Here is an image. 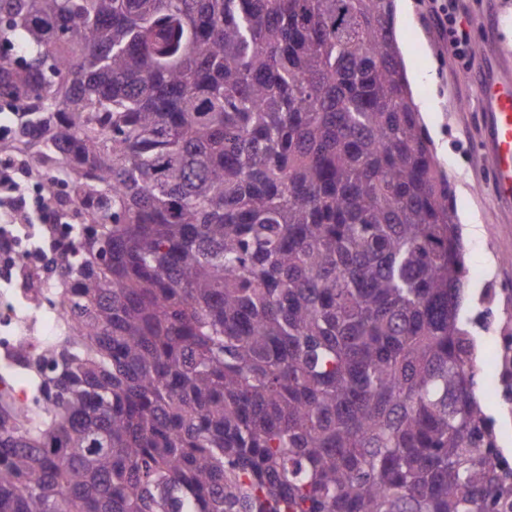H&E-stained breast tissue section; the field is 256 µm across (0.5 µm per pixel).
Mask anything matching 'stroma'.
<instances>
[{
	"label": "stroma",
	"instance_id": "obj_1",
	"mask_svg": "<svg viewBox=\"0 0 512 512\" xmlns=\"http://www.w3.org/2000/svg\"><path fill=\"white\" fill-rule=\"evenodd\" d=\"M424 0H409L402 41L419 78L412 90L434 153L455 191L457 214L480 233L463 240L466 281L463 315L476 342L479 374L500 358L498 336L512 329V200L493 187L487 120L480 102L482 82L512 68V0H464L478 52L462 68L425 17ZM476 396L495 426L497 442L512 456V393L496 397L485 386Z\"/></svg>",
	"mask_w": 512,
	"mask_h": 512
}]
</instances>
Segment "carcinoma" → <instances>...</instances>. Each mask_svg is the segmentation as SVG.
<instances>
[{
  "instance_id": "obj_1",
  "label": "carcinoma",
  "mask_w": 512,
  "mask_h": 512,
  "mask_svg": "<svg viewBox=\"0 0 512 512\" xmlns=\"http://www.w3.org/2000/svg\"><path fill=\"white\" fill-rule=\"evenodd\" d=\"M394 2L0 0V158L76 230L0 512H512Z\"/></svg>"
}]
</instances>
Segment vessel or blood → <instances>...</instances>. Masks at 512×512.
Listing matches in <instances>:
<instances>
[{
  "instance_id": "b4317fda",
  "label": "vessel or blood",
  "mask_w": 512,
  "mask_h": 512,
  "mask_svg": "<svg viewBox=\"0 0 512 512\" xmlns=\"http://www.w3.org/2000/svg\"><path fill=\"white\" fill-rule=\"evenodd\" d=\"M481 99L487 116L490 150L494 158L495 191L512 198V86L498 80L483 83Z\"/></svg>"
}]
</instances>
